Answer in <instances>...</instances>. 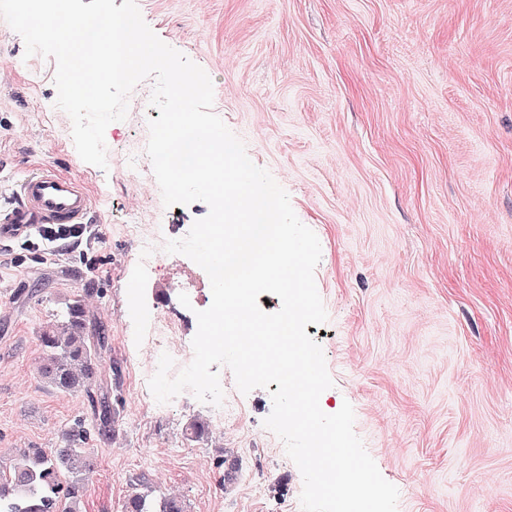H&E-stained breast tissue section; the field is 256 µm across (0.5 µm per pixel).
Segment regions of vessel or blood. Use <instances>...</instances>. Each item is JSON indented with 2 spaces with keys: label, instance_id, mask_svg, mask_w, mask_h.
<instances>
[{
  "label": "vessel or blood",
  "instance_id": "obj_1",
  "mask_svg": "<svg viewBox=\"0 0 512 512\" xmlns=\"http://www.w3.org/2000/svg\"><path fill=\"white\" fill-rule=\"evenodd\" d=\"M91 199L74 177L51 166L20 181L14 199L0 206V241L30 237L44 224H84Z\"/></svg>",
  "mask_w": 512,
  "mask_h": 512
}]
</instances>
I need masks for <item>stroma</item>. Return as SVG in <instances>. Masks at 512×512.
Segmentation results:
<instances>
[{
    "label": "stroma",
    "mask_w": 512,
    "mask_h": 512,
    "mask_svg": "<svg viewBox=\"0 0 512 512\" xmlns=\"http://www.w3.org/2000/svg\"><path fill=\"white\" fill-rule=\"evenodd\" d=\"M136 4L209 75L214 112L317 235L328 319L305 331L333 380L323 410L352 405L398 512H512V0ZM55 73L54 58H26L0 18V203L45 165L81 180L92 201L66 253L45 261L16 240L13 264L0 265V458L56 447L105 400L114 432L89 442L97 466L83 512H119L142 484L187 512H301V473L263 424L268 390L240 395L244 423L220 431L190 392L164 410L140 393L151 371L140 309L174 313L193 339L202 303L179 295L206 278L181 254L142 268L126 222L147 225L162 199L155 176L139 184L122 160L160 116L153 79L108 126L102 169L75 149ZM85 288L89 331L107 339L90 397L37 374L42 328Z\"/></svg>",
    "instance_id": "stroma-1"
}]
</instances>
